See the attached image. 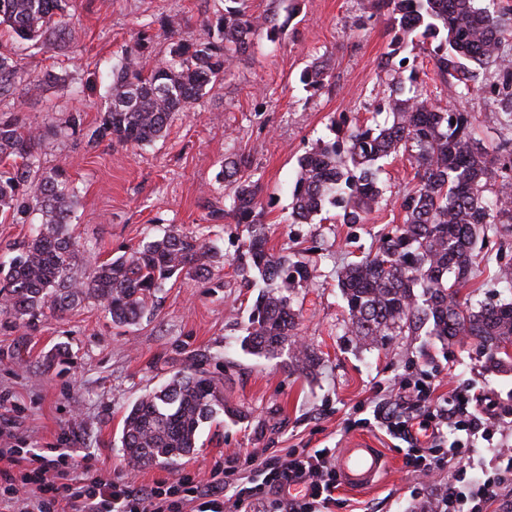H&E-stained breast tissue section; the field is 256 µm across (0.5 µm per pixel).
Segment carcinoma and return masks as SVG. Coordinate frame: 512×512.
Returning <instances> with one entry per match:
<instances>
[{
	"mask_svg": "<svg viewBox=\"0 0 512 512\" xmlns=\"http://www.w3.org/2000/svg\"><path fill=\"white\" fill-rule=\"evenodd\" d=\"M285 2L282 16L277 6ZM270 3L276 8L256 15L249 0H224V9L208 22L215 38L198 42L173 38L180 21L158 18L159 31L172 35L168 61L146 67L150 36L142 32L112 72V92L91 138L135 147L164 137L177 116L252 56L258 39L273 42L290 24L298 0ZM66 7L67 0H0V26L16 39L50 46L67 26ZM363 7L386 17L392 34L378 62L388 82L375 94L376 111L388 119L382 125L345 115L332 120L334 138L299 161L291 223L309 224L328 206L337 210L339 224L368 223L382 200L377 162L408 156L417 183L400 202L402 222L382 235L375 250L337 272L351 333L359 344L377 347L428 322L431 336L476 339L499 367L512 357V301L472 307L459 293L477 265L479 239L498 225L512 231V194L493 190L498 181L512 188V10H492L485 0H366ZM419 38L429 42L443 90L457 103L483 90L502 112L495 157L475 136L470 113L439 106L441 92L418 86V71L405 52ZM491 70L495 80L489 83ZM330 76L322 55L303 71L301 82L318 91ZM19 80L17 58L0 51V101L15 94ZM56 136L49 126H28L14 112L0 113V160L6 161L0 168V214L14 224L41 215L26 244L17 251L7 246L0 257L1 316L32 330L44 318H61L93 300L115 326L130 328L154 315L169 280L210 273L220 258L217 246L176 225L122 255L80 267L82 244L70 230L78 190L64 173L40 171V158ZM217 182L224 208L210 216L247 228L233 263L247 286L260 288L241 348L265 358L286 352L290 371L312 377L319 357L297 347L296 308V288L312 270L268 247L261 186L249 156L224 157ZM220 412L236 422L247 418L224 400L223 382L208 371L207 359L191 354L183 368L127 410L123 457L135 467L174 465L196 448L199 427Z\"/></svg>",
	"mask_w": 512,
	"mask_h": 512,
	"instance_id": "carcinoma-1",
	"label": "carcinoma"
}]
</instances>
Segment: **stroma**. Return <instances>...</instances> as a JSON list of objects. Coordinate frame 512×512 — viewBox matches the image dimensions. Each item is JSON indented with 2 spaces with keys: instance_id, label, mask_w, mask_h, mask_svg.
<instances>
[{
  "instance_id": "obj_1",
  "label": "stroma",
  "mask_w": 512,
  "mask_h": 512,
  "mask_svg": "<svg viewBox=\"0 0 512 512\" xmlns=\"http://www.w3.org/2000/svg\"><path fill=\"white\" fill-rule=\"evenodd\" d=\"M299 5L286 32L273 42L260 40L254 56L237 63L165 139L135 149L86 136L100 121L113 69L143 25L162 15L182 17L178 37L208 39L207 20L223 9L222 0H68L69 25L54 49L0 30V48L16 54L22 73L15 96L0 102V109L32 126L58 128L41 169L66 170L78 187L73 227L86 249L85 264L160 237L173 224L208 234L221 253L208 278L171 279L155 316L128 330L113 327L93 301L44 320L34 331L0 320V448H67L75 466L88 461L141 486L181 474L208 479L215 464L235 453L341 448L363 436L383 451L389 467L371 489H338L332 512H410L432 500V488L406 466L404 450L391 449L366 426L376 402L425 370L435 374L439 394L460 380L512 405V366H489L475 340L444 343L422 330L369 348L351 333L336 273L353 245L377 246L388 223L400 222L399 203L414 186L407 158L385 160L381 179L388 204L370 223L352 229L289 223L299 159L331 138L332 117H370L371 94L386 85L378 62L390 42L384 21L368 17L361 0ZM323 53L331 59V77L316 92L300 74ZM463 108L474 116L488 150H495L501 115L487 94H473ZM73 112L83 113V131L65 130ZM234 150L253 160L271 251L314 268L298 288L297 302L299 337L321 359L316 378L289 372L285 358L240 348L247 309L258 294L232 263L247 232L208 217L211 207L224 205L216 175ZM481 254L462 298L473 304L512 299L494 279L499 266L512 264V233L488 234ZM61 343L71 354L63 369L46 360ZM193 353L208 356L210 371L224 379L225 396L247 411V419L204 424L195 453L177 465L129 466L120 448L127 408Z\"/></svg>"
}]
</instances>
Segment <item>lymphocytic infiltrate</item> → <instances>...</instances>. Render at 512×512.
I'll list each match as a JSON object with an SVG mask.
<instances>
[{
  "label": "lymphocytic infiltrate",
  "instance_id": "f902f5d3",
  "mask_svg": "<svg viewBox=\"0 0 512 512\" xmlns=\"http://www.w3.org/2000/svg\"><path fill=\"white\" fill-rule=\"evenodd\" d=\"M498 409L512 414V407H497L464 383L450 396H438L431 375L423 372L381 399L374 417L386 435L412 447L407 460L414 471L429 472L443 457L452 464L442 512H512L502 498L512 488L511 451L495 452L492 476L467 477L474 461L470 442L489 434ZM255 473L260 482L252 481ZM337 476L335 449L300 448L260 459L227 456L205 482L187 474L137 488L89 465L73 474L64 448H0V506L8 512H236L268 491L282 512H331Z\"/></svg>",
  "mask_w": 512,
  "mask_h": 512
}]
</instances>
